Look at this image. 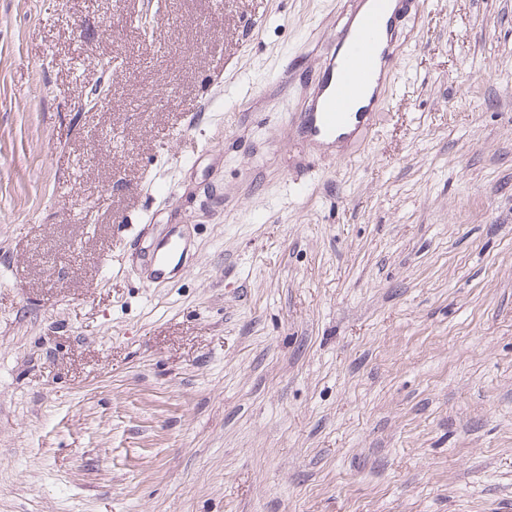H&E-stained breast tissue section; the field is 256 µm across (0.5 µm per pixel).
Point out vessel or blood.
Wrapping results in <instances>:
<instances>
[{
    "label": "vessel or blood",
    "instance_id": "vessel-or-blood-1",
    "mask_svg": "<svg viewBox=\"0 0 512 512\" xmlns=\"http://www.w3.org/2000/svg\"><path fill=\"white\" fill-rule=\"evenodd\" d=\"M413 0H356L350 23L336 32V48L323 58L291 115L302 138L333 149L372 126L385 111L397 79L395 44L399 22ZM188 260L186 240L172 225L153 240L145 257V287L170 282Z\"/></svg>",
    "mask_w": 512,
    "mask_h": 512
}]
</instances>
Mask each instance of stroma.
I'll return each instance as SVG.
<instances>
[{"label":"stroma","mask_w":512,"mask_h":512,"mask_svg":"<svg viewBox=\"0 0 512 512\" xmlns=\"http://www.w3.org/2000/svg\"><path fill=\"white\" fill-rule=\"evenodd\" d=\"M347 8L0 0V512L512 506V0L406 20L339 160L288 116ZM149 247L145 257L147 275L141 278L146 288L170 282L185 267L189 258L186 240L181 227L177 224L171 225L166 233L153 240ZM175 261L176 264L172 266Z\"/></svg>","instance_id":"35a3bbf8"}]
</instances>
